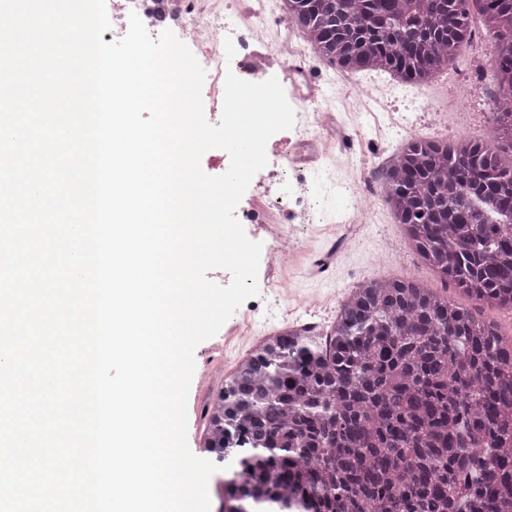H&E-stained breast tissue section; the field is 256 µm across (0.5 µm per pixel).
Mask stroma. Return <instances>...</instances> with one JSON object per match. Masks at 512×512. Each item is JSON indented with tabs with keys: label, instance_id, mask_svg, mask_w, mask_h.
<instances>
[{
	"label": "stroma",
	"instance_id": "1",
	"mask_svg": "<svg viewBox=\"0 0 512 512\" xmlns=\"http://www.w3.org/2000/svg\"><path fill=\"white\" fill-rule=\"evenodd\" d=\"M265 27L254 46L263 62L264 77L284 79L285 73L273 49L288 35L283 0H262ZM486 57L495 54V41L483 36L478 47H463L448 71L425 84H403L382 71H362L359 84L371 87L377 104L359 109L353 97L336 91L338 75L334 66L308 59L311 72L324 88L317 108L335 115L353 146L341 149L330 129L313 124L305 114L292 129L281 131L267 142V168L258 172L241 198L237 209H266L265 224H249L247 236L261 242L258 273L259 292L246 300L212 338L194 352L196 368H211L214 376L206 390L190 387V398L209 401L222 387L223 368H235L249 353L242 342L243 326L271 334L285 328L291 316L306 322L332 325L340 300L362 282L372 278H410L439 293L459 298L454 285L440 282L421 262L409 244L403 228L387 205H378L366 223L348 228L343 222L346 202L342 191L355 188L359 177L371 171L382 158L397 153L409 135L445 139L466 136L472 141L498 147L493 130L492 104L497 85L492 75L472 82L467 60L473 51ZM317 141L321 160L317 171H297L288 163L303 143ZM292 186L305 206L286 230L295 243L287 254L274 251L272 221L282 211L267 210L266 204ZM327 258L328 271L314 269L317 258ZM287 283L292 298L282 302L279 283Z\"/></svg>",
	"mask_w": 512,
	"mask_h": 512
}]
</instances>
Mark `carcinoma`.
<instances>
[{"mask_svg":"<svg viewBox=\"0 0 512 512\" xmlns=\"http://www.w3.org/2000/svg\"><path fill=\"white\" fill-rule=\"evenodd\" d=\"M321 58L422 83L470 43L499 39L495 130L512 152V0H288ZM421 260L476 307L375 278L327 336L255 347L206 406L228 461L224 512H512V341L478 307L512 309V167L466 138L418 140L385 175Z\"/></svg>","mask_w":512,"mask_h":512,"instance_id":"cac0c4a2","label":"carcinoma"}]
</instances>
